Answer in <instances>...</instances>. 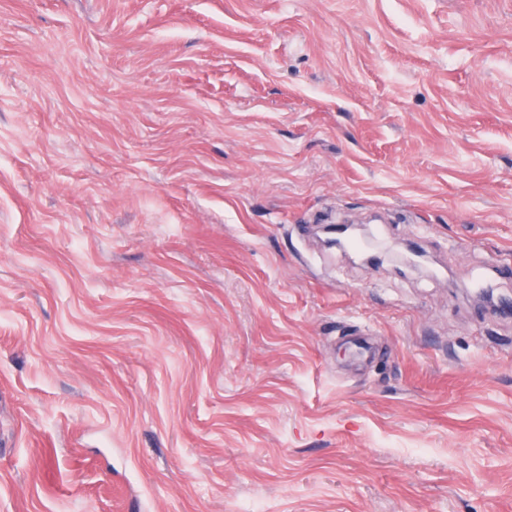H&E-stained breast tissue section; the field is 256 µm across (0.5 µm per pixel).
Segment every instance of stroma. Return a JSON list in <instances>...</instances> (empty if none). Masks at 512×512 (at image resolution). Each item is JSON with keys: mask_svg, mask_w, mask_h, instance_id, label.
I'll return each instance as SVG.
<instances>
[{"mask_svg": "<svg viewBox=\"0 0 512 512\" xmlns=\"http://www.w3.org/2000/svg\"><path fill=\"white\" fill-rule=\"evenodd\" d=\"M507 261L512 0H0V512H512ZM322 232L327 235V244L331 247L344 249L346 244L352 239L368 240L367 248L362 252L367 254L368 262L379 264L382 256V243L369 233L364 232V226L361 224H342L338 227L328 224L322 227ZM337 234L333 237L331 234Z\"/></svg>", "mask_w": 512, "mask_h": 512, "instance_id": "35a3bbf8", "label": "stroma"}]
</instances>
